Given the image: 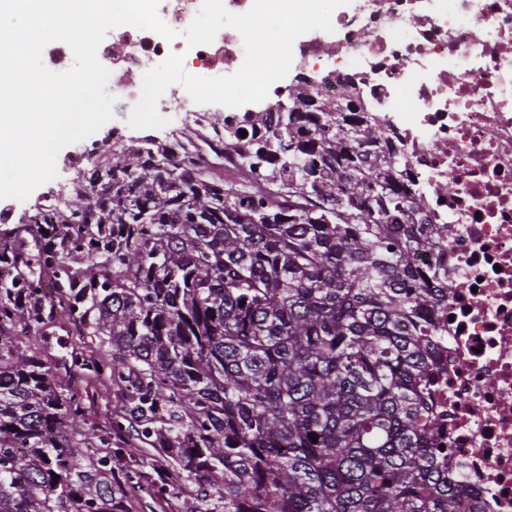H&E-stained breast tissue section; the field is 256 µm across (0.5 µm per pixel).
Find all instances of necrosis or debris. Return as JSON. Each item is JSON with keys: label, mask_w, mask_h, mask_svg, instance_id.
Returning a JSON list of instances; mask_svg holds the SVG:
<instances>
[{"label": "necrosis or debris", "mask_w": 512, "mask_h": 512, "mask_svg": "<svg viewBox=\"0 0 512 512\" xmlns=\"http://www.w3.org/2000/svg\"><path fill=\"white\" fill-rule=\"evenodd\" d=\"M201 0H163L177 36L129 25L101 42L97 59L126 106L145 71L182 54ZM332 31L292 48V60L352 78L366 106L390 126L426 201L437 242L448 245L449 318L439 352L448 384V470L473 491L479 512H512V0H361ZM241 34L196 46L184 67L232 75Z\"/></svg>", "instance_id": "obj_1"}]
</instances>
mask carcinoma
I'll list each match as a JSON object with an SVG mask.
<instances>
[{
    "instance_id": "carcinoma-1",
    "label": "carcinoma",
    "mask_w": 512,
    "mask_h": 512,
    "mask_svg": "<svg viewBox=\"0 0 512 512\" xmlns=\"http://www.w3.org/2000/svg\"><path fill=\"white\" fill-rule=\"evenodd\" d=\"M386 130L349 78L296 79L213 129L239 180L121 140L67 209L0 230V512L473 508L435 401L448 269L415 266L435 225ZM80 381L112 387L107 422Z\"/></svg>"
}]
</instances>
